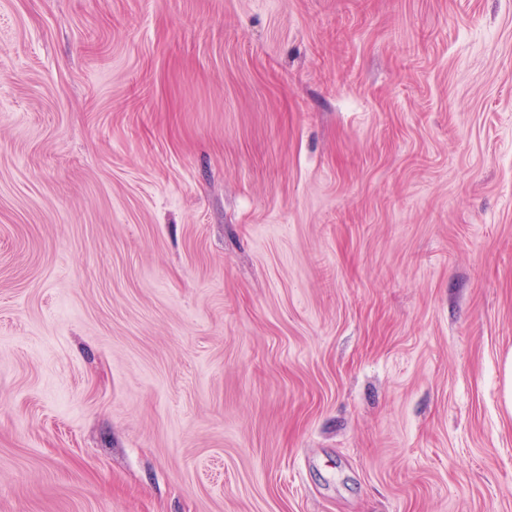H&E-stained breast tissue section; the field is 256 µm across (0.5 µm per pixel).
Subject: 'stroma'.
Segmentation results:
<instances>
[{"mask_svg": "<svg viewBox=\"0 0 512 512\" xmlns=\"http://www.w3.org/2000/svg\"><path fill=\"white\" fill-rule=\"evenodd\" d=\"M512 0H0V512H512Z\"/></svg>", "mask_w": 512, "mask_h": 512, "instance_id": "stroma-1", "label": "stroma"}]
</instances>
